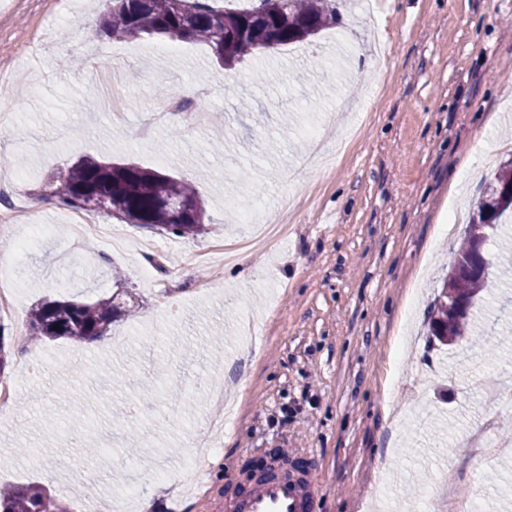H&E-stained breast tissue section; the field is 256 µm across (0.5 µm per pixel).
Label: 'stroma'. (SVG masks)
I'll return each instance as SVG.
<instances>
[{
	"label": "stroma",
	"mask_w": 512,
	"mask_h": 512,
	"mask_svg": "<svg viewBox=\"0 0 512 512\" xmlns=\"http://www.w3.org/2000/svg\"><path fill=\"white\" fill-rule=\"evenodd\" d=\"M337 0L341 43L315 38L220 67L202 44L109 40L107 0H0V179L20 177L29 210L0 246V288L18 311L0 319L16 381L0 420V486L36 484L76 512H107L138 482L140 512H215L252 464L293 455L314 474V512H375L372 486L436 495L442 512L512 482V455L471 447L481 432L512 443V412L492 383L512 385V271L491 267L476 336L429 342L427 315L456 258L484 180L511 159L512 0H380L361 19ZM114 73L119 116L89 105L97 84L73 55ZM206 89L207 125L172 120L141 135L175 89ZM500 124L484 135L490 117ZM130 159L196 183L209 230L175 237L130 224L125 251L77 236L45 190L78 159ZM321 189L287 240L228 265L246 234L234 201L274 214ZM194 254L205 255L200 264ZM137 316L97 348L59 339L21 348L15 331L44 299L92 302L116 288ZM74 370L66 379L62 369ZM229 379L236 403L200 496L181 507L192 438L212 437L197 382ZM86 429L108 449L63 441ZM96 470L94 489L75 466Z\"/></svg>",
	"instance_id": "stroma-1"
}]
</instances>
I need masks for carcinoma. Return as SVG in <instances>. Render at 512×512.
<instances>
[{"label":"carcinoma","instance_id":"obj_1","mask_svg":"<svg viewBox=\"0 0 512 512\" xmlns=\"http://www.w3.org/2000/svg\"><path fill=\"white\" fill-rule=\"evenodd\" d=\"M97 33L108 39L168 36L209 47L217 61L231 67L274 46L302 43L336 23L335 0H253L242 11H216L206 0H109ZM65 207L106 213L127 224L178 237L207 232L205 213H175L173 202H194L198 190L189 182L142 168L132 162L84 157L61 181L46 185ZM512 215V159L491 177L483 201L463 232L458 258L466 261L479 245L498 233ZM487 278L461 265L442 279L429 319L433 336L450 337L453 346L476 335V305ZM117 295L92 303L46 299L29 314L28 341L68 339L82 342L106 335L120 313ZM0 512H74L40 485L0 490Z\"/></svg>","mask_w":512,"mask_h":512}]
</instances>
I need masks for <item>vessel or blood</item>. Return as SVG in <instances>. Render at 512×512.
<instances>
[{
	"label": "vessel or blood",
	"mask_w": 512,
	"mask_h": 512,
	"mask_svg": "<svg viewBox=\"0 0 512 512\" xmlns=\"http://www.w3.org/2000/svg\"><path fill=\"white\" fill-rule=\"evenodd\" d=\"M289 463L283 456L273 459L269 477L230 500L227 512H313L316 484L310 474L291 470Z\"/></svg>",
	"instance_id": "obj_1"
}]
</instances>
